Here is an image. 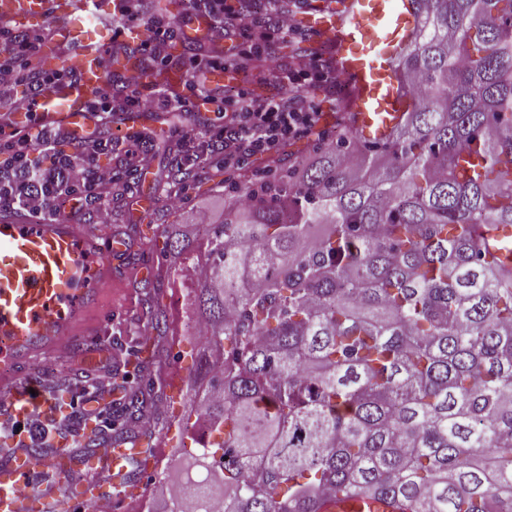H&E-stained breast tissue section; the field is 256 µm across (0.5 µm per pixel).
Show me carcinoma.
Returning a JSON list of instances; mask_svg holds the SVG:
<instances>
[{"label": "carcinoma", "instance_id": "carcinoma-1", "mask_svg": "<svg viewBox=\"0 0 512 512\" xmlns=\"http://www.w3.org/2000/svg\"><path fill=\"white\" fill-rule=\"evenodd\" d=\"M397 62L412 99L362 140L347 105L333 147L257 177L197 252L192 305L221 365L198 371L181 459L216 477L148 512H316L326 493L414 512H512V0H412ZM317 224L326 226L311 238ZM257 287H234L238 276ZM119 424L61 431L68 470L101 437L133 445L152 391L123 388Z\"/></svg>", "mask_w": 512, "mask_h": 512}]
</instances>
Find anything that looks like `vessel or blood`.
<instances>
[{
	"label": "vessel or blood",
	"instance_id": "b4317fda",
	"mask_svg": "<svg viewBox=\"0 0 512 512\" xmlns=\"http://www.w3.org/2000/svg\"><path fill=\"white\" fill-rule=\"evenodd\" d=\"M23 24H39L48 16L62 20L61 43L76 44L66 69L74 81L45 89L38 111L45 123L73 130L90 121L91 91L103 88L111 59L102 52L101 30L84 0H0V14ZM416 14L411 0H344L339 8H323L308 25L326 35L338 69L349 80L348 110L366 141L386 139L410 106L398 88L394 61L412 38ZM127 249L125 239H105L80 232L56 217L34 221L15 211H0V388L14 397L18 413L48 412L44 396H32L31 378L18 367L47 355H61L77 341L81 327L98 307L102 284L111 275L110 260ZM128 452L110 448L102 464L109 485L93 479L72 485L65 497L83 499L112 493L124 499L133 489L126 479ZM37 471L25 455L0 467V512H39L42 489L17 491ZM317 512H408L399 498L336 493L320 498Z\"/></svg>",
	"mask_w": 512,
	"mask_h": 512
}]
</instances>
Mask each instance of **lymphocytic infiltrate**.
<instances>
[{
	"instance_id": "obj_1",
	"label": "lymphocytic infiltrate",
	"mask_w": 512,
	"mask_h": 512,
	"mask_svg": "<svg viewBox=\"0 0 512 512\" xmlns=\"http://www.w3.org/2000/svg\"><path fill=\"white\" fill-rule=\"evenodd\" d=\"M290 2L254 0L245 9L240 0H187L184 12L158 16L144 0H120L113 10L118 29L135 24L147 37L133 45L113 41V49L137 56L141 65L115 74L121 95H93L89 108L97 123L111 124L119 109L180 115L172 132L175 164L195 170L216 162L232 169L263 163L297 139L331 143L309 91H335L341 81L335 59L318 51L289 65L274 51L283 36L302 35ZM197 15L209 19L212 39L229 40L223 56L200 50L172 56L187 19ZM50 37L49 31L26 30L0 18V211L69 219L82 205L92 209L95 223L105 226L112 222L115 191L132 192L134 178L151 168L155 153L138 133L79 138L74 131L43 124L35 110L38 95L71 76L65 69L33 67ZM172 66L187 74L179 94L155 80ZM215 70L234 75V82L212 85L209 76ZM200 103L215 105V114L197 111ZM22 105L29 114L20 130L12 114Z\"/></svg>"
}]
</instances>
